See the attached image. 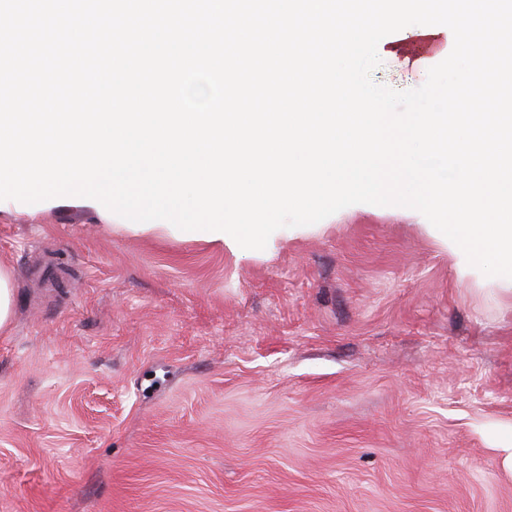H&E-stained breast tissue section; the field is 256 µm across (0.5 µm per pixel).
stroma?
Masks as SVG:
<instances>
[{"mask_svg": "<svg viewBox=\"0 0 512 512\" xmlns=\"http://www.w3.org/2000/svg\"><path fill=\"white\" fill-rule=\"evenodd\" d=\"M0 261V512H512V291L418 211L246 250L5 200ZM14 303L13 276L9 266L0 264V332L8 328Z\"/></svg>", "mask_w": 512, "mask_h": 512, "instance_id": "35a3bbf8", "label": "stroma"}]
</instances>
